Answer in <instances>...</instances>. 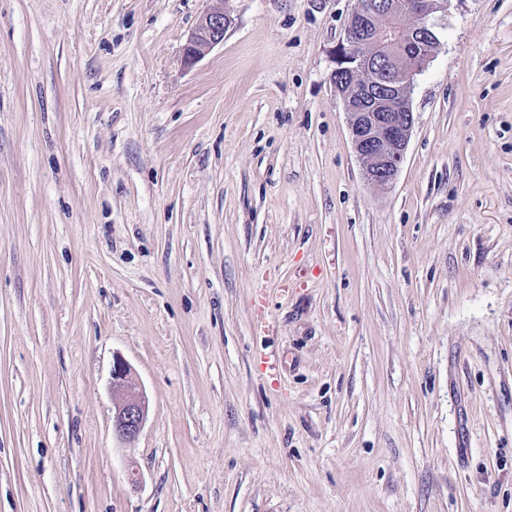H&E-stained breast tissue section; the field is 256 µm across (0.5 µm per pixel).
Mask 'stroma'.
I'll return each instance as SVG.
<instances>
[{
	"instance_id": "obj_1",
	"label": "stroma",
	"mask_w": 512,
	"mask_h": 512,
	"mask_svg": "<svg viewBox=\"0 0 512 512\" xmlns=\"http://www.w3.org/2000/svg\"><path fill=\"white\" fill-rule=\"evenodd\" d=\"M207 6L0 0V512H512V0L432 15L387 190L354 0H223L189 67ZM232 23L224 9L213 7L201 15L195 30L184 47V63L192 65L208 51L224 42V33ZM110 384L118 396L112 418V430L117 440L134 442L146 422V402L143 390L130 364L121 357L112 363Z\"/></svg>"
}]
</instances>
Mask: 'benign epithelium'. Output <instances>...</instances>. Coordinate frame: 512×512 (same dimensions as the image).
<instances>
[{
	"mask_svg": "<svg viewBox=\"0 0 512 512\" xmlns=\"http://www.w3.org/2000/svg\"><path fill=\"white\" fill-rule=\"evenodd\" d=\"M447 0H355L344 38L334 51L337 75L350 78L344 107L351 142L365 181L386 189L397 180L412 135L415 117L411 91L415 75L433 54L435 33L428 17ZM232 23L224 9L201 15L184 47V63L192 65L224 42ZM110 384L118 396L112 418L117 440L135 441L146 422L143 390L130 364L112 363Z\"/></svg>",
	"mask_w": 512,
	"mask_h": 512,
	"instance_id": "7a95c632",
	"label": "benign epithelium"
}]
</instances>
